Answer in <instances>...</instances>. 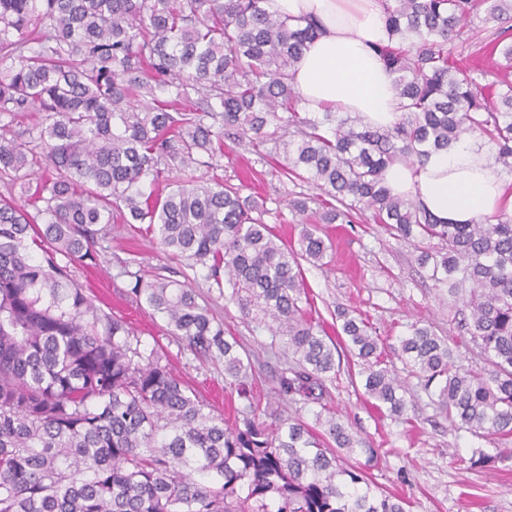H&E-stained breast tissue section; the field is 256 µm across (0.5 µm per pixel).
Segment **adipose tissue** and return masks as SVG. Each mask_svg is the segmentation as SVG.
Segmentation results:
<instances>
[{"label": "adipose tissue", "instance_id": "ef3b65f1", "mask_svg": "<svg viewBox=\"0 0 512 512\" xmlns=\"http://www.w3.org/2000/svg\"><path fill=\"white\" fill-rule=\"evenodd\" d=\"M270 7L284 16H313L324 25L295 67L294 84L307 110L332 104L372 127L398 122L393 76L373 50L389 40L381 0H270ZM385 182L393 194L417 200L444 224L512 213V185L468 138L452 151L432 153L425 166L394 163Z\"/></svg>", "mask_w": 512, "mask_h": 512}]
</instances>
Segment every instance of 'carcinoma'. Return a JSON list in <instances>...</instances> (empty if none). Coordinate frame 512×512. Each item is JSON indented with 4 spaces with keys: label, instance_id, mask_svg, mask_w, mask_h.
<instances>
[{
    "label": "carcinoma",
    "instance_id": "1",
    "mask_svg": "<svg viewBox=\"0 0 512 512\" xmlns=\"http://www.w3.org/2000/svg\"><path fill=\"white\" fill-rule=\"evenodd\" d=\"M267 4L0 0V180L33 207L0 197V512H406L373 490L377 450L359 447L326 407L325 380L342 342L380 413L403 417L408 388L362 317L337 309L334 338L306 319L301 260L324 265L328 238L305 226L299 249L281 247L263 204L195 175L219 167L227 139L273 143L281 175L321 192L323 224L369 210L397 237L435 241L418 264L461 301L460 329L484 365L452 364L445 338L418 323L399 337L398 357L442 383L452 427L498 441L478 463L512 459V216L440 224L385 184L393 163L421 166L474 134L512 175V83L483 93L484 73L448 50L483 43L477 17L512 21V0H382L391 42L375 50L401 109L383 129L330 109L301 115L294 70L322 24ZM491 44L512 68L508 31L496 28ZM32 110L43 116L28 140L7 137ZM116 218L150 225L165 252L262 314L289 358L276 396L320 405L322 436L252 410L224 425L127 323L71 284L69 266L97 264L98 225ZM131 277L128 294L191 351L224 358L225 379L251 400L249 358L193 289ZM339 449L365 462L348 464Z\"/></svg>",
    "mask_w": 512,
    "mask_h": 512
}]
</instances>
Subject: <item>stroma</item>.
<instances>
[{"mask_svg": "<svg viewBox=\"0 0 512 512\" xmlns=\"http://www.w3.org/2000/svg\"><path fill=\"white\" fill-rule=\"evenodd\" d=\"M225 183L238 187L241 196L264 201V220L288 244H296L302 225L288 207L289 200L308 196L313 209L316 190L303 180H288L275 159L234 143H227L217 170ZM320 231L332 241L329 264L304 265L312 320L333 333L337 307L367 319L386 347L398 344L410 325L431 323L437 333L450 337L453 359L476 364L478 349L459 338L457 304L443 287H435L428 269L417 262L419 242L404 241L377 224L371 212L355 215L349 224H324ZM96 266L71 265L70 277L84 288L93 303L132 326L146 349L156 350L174 374L185 380L208 411L235 426L245 406L266 419L268 400L277 385L285 357L274 343L255 308H242L220 296L204 271H191L185 261L164 253L153 232L142 224H112L97 241ZM150 281L156 275L189 282L199 303L210 307L224 324L226 339L237 340L253 364L252 402H245L224 381V363L195 356L180 338L167 330L160 316L145 301L127 296L129 272ZM413 394L406 420L381 415L367 400L358 368L348 350H340L334 373L326 385L330 404L341 412L353 435L376 448L378 459L370 470L374 484L407 500L409 512H512V460L483 468L470 459L478 450L492 451L494 443L466 431L450 428L437 404V386L406 375Z\"/></svg>", "mask_w": 512, "mask_h": 512, "instance_id": "obj_1", "label": "stroma"}]
</instances>
